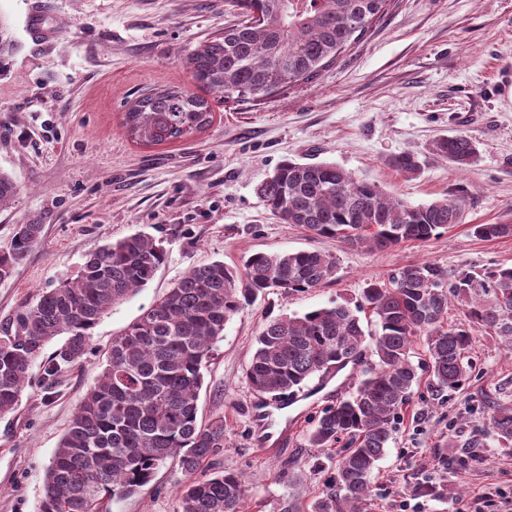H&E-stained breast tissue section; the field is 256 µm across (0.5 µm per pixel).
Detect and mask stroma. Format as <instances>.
<instances>
[{"label": "stroma", "instance_id": "obj_1", "mask_svg": "<svg viewBox=\"0 0 512 512\" xmlns=\"http://www.w3.org/2000/svg\"><path fill=\"white\" fill-rule=\"evenodd\" d=\"M228 0H0L17 50L0 60V170L17 193L0 206V253L16 225L41 240L0 282V330L42 291L75 276L98 245L135 233L163 241L155 277L113 306L92 331V354L45 391L31 369L16 409L0 416V512H40L45 473L98 373V350L192 267L240 265L255 252L319 249L336 255L334 279L305 292L271 290L226 324L204 372L199 414L224 418L215 466L241 472L243 512L308 508L341 449L309 447L326 400H301L262 433L246 372L270 319L362 301L367 282L410 264L451 274L512 266V237L486 240L477 224H512V0H392L386 14L308 83L237 104L212 99L213 120L179 141L128 136L127 103L156 88L195 90L182 58L222 33ZM42 11L53 39L28 27ZM466 133L479 159L461 171L433 143ZM417 156L407 175L391 156ZM333 162L412 205L462 200L461 223L426 241L367 250L279 223L257 185L285 159ZM465 385L435 393L425 339L411 360L419 382L372 475L367 512H512V445L500 442L492 407H512V345L473 327ZM286 442L278 437L286 425ZM184 475L167 461L111 512H176ZM435 487L432 495L418 485Z\"/></svg>", "mask_w": 512, "mask_h": 512}]
</instances>
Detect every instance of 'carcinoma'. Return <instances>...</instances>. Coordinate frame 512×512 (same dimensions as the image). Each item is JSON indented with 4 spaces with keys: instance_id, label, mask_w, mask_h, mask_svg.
Masks as SVG:
<instances>
[{
    "instance_id": "cac0c4a2",
    "label": "carcinoma",
    "mask_w": 512,
    "mask_h": 512,
    "mask_svg": "<svg viewBox=\"0 0 512 512\" xmlns=\"http://www.w3.org/2000/svg\"><path fill=\"white\" fill-rule=\"evenodd\" d=\"M389 2L231 0L244 20L199 42L184 65L197 86L223 101H259L319 76L384 15ZM13 50L9 25L0 15V57ZM211 122L208 99L175 86L140 95L125 112L128 134L147 145L179 140ZM434 149L462 170L478 159L468 134L440 138ZM389 165L405 174L420 169L411 154L396 155ZM16 192L12 177L0 171V206ZM256 194L282 224L371 249L425 241L462 221L457 198L410 205L334 163L285 160ZM473 230L487 240L512 236V224H476ZM41 233L40 224L16 226L11 250L0 255V281L11 277ZM166 254L162 242L143 234L99 245L75 279L42 293L0 331V415L18 405L33 365L40 366L49 391L62 372L81 363L101 318L150 282ZM336 271V256L320 250L257 252L240 269L221 260L191 268L112 337L101 372L54 452L40 512H110L113 499L139 493L168 459L178 461L185 477L177 512H243V477L210 465L224 450V417L199 419L203 370L225 325L245 304L272 288L285 293L317 288ZM482 293L493 295L491 305L482 303ZM454 298L468 303L469 323L446 327ZM364 307L374 317L372 331L356 315ZM471 323L512 343V266L451 277L431 263L408 265L387 284L367 283L363 306L355 311L336 305L265 323L247 370L250 388L260 394L298 390L327 369L362 356L368 346L377 357L352 394L322 411L309 435L312 448L347 440L336 475L311 512H363L392 424L417 382L410 360L413 337H426L435 391L456 390L469 373ZM59 336L62 344L45 354ZM491 423L503 443L512 442V408H493Z\"/></svg>"
}]
</instances>
